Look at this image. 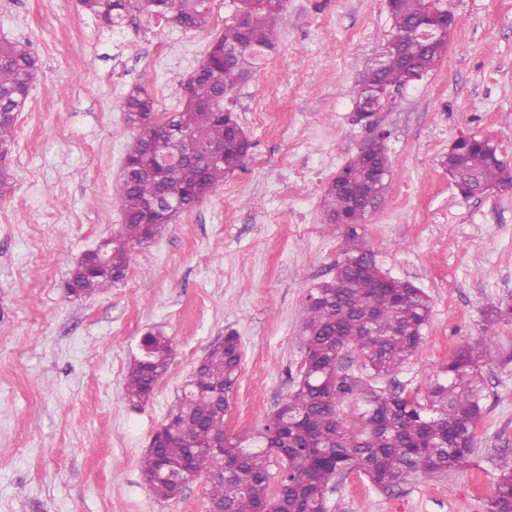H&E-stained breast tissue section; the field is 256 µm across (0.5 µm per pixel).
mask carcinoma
Listing matches in <instances>:
<instances>
[{
    "instance_id": "obj_1",
    "label": "carcinoma",
    "mask_w": 512,
    "mask_h": 512,
    "mask_svg": "<svg viewBox=\"0 0 512 512\" xmlns=\"http://www.w3.org/2000/svg\"><path fill=\"white\" fill-rule=\"evenodd\" d=\"M209 0H147L146 9L185 30H203L210 19ZM231 13L224 32L209 46L185 82L184 107L156 112L154 99L141 87L124 101L136 139L112 193L121 202L124 224L119 237L107 240L110 266L85 260L70 272L67 287L78 297L92 296L126 276L131 249L160 237L176 217L142 223V207L161 195L184 201L188 190L206 181L209 194L224 189V180L243 168L253 143L224 98L239 76L275 46L283 0H228ZM82 6L112 28L123 21L125 0H81ZM441 0H390L393 33L411 29L423 16L445 15ZM448 48V35L436 41L416 36L383 53V61L362 83L348 89L361 104L374 90L401 86L435 68ZM39 71L29 43L0 41V153L14 148L15 114L23 111ZM192 136L194 161L169 168L162 180L146 168L154 153L168 148L167 130ZM224 145V165L210 164ZM449 175H458L468 196L481 188L512 186V168L491 140L461 135L442 160ZM389 158L383 137L365 143L328 183L322 210L332 224L345 226L344 248L336 274L308 296L300 339L304 360L300 380L280 408L254 436L263 451H247L225 431L241 366V343L233 333L213 346L183 387L174 410L177 427L159 447L149 449L141 470L159 500L180 496L184 486L156 477L160 461L178 466L190 460L196 475L211 476L207 499L223 512H327L325 492L337 476L357 471L387 490L413 472L424 475L462 470L475 452V428L484 410L479 371L482 349L491 339L458 351L442 377L425 393L409 399L398 389L377 387L371 380L388 376L418 354L429 322V296L413 282L386 277L377 252L364 236L367 201L382 199L388 189ZM150 348L128 372L125 396L148 400L176 357L173 342L148 332ZM283 471L270 469L272 449ZM486 512H512V462L501 468Z\"/></svg>"
}]
</instances>
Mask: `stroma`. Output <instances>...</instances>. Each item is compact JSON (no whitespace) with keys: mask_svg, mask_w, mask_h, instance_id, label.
<instances>
[{"mask_svg":"<svg viewBox=\"0 0 512 512\" xmlns=\"http://www.w3.org/2000/svg\"><path fill=\"white\" fill-rule=\"evenodd\" d=\"M445 3L456 17L445 55L379 114L389 189L363 228L384 271L431 301L419 353L396 384L425 391L454 353L492 339L475 463L413 473L387 491L353 471L329 483L328 512H484L512 460V316L486 318L512 299V187L467 197L441 164L463 133L492 140L512 163V0ZM210 8L206 29L185 31L127 0L109 29L80 0H0V39L30 41L39 60L15 120L14 186L0 199V512H205V477L161 501L140 466L194 367L227 333L239 337L226 431L241 438L300 375L301 311L334 276L343 243L323 190L372 137L352 123L345 91L391 35L387 0H285L276 47L224 100L254 144L244 168L134 248L112 288L86 298L66 288L80 256L122 227L112 186L136 135L126 94L139 86L159 111L183 107L184 82L224 30L227 0ZM159 45L165 60L144 72ZM258 103L276 128L255 120ZM295 168L319 177L292 183ZM151 329L177 356L138 406L124 379Z\"/></svg>","mask_w":512,"mask_h":512,"instance_id":"obj_1","label":"stroma"}]
</instances>
